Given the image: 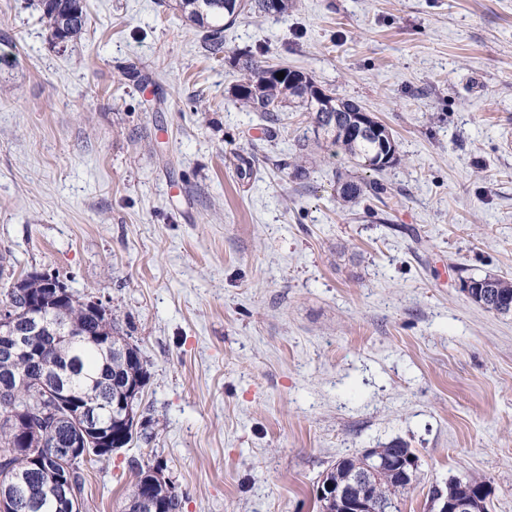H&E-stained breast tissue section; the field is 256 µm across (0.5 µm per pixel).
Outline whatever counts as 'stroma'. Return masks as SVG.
<instances>
[{
    "mask_svg": "<svg viewBox=\"0 0 512 512\" xmlns=\"http://www.w3.org/2000/svg\"><path fill=\"white\" fill-rule=\"evenodd\" d=\"M85 6L60 44L40 0H0V296L60 275L148 373L145 436L84 464L81 512H120L146 465L182 512H319L326 470L395 441L400 512L473 476L512 512V314L461 288L512 278V0H295L219 59L163 0ZM260 48L392 131L386 203L342 211L330 151L283 167L306 112L270 138L233 93Z\"/></svg>",
    "mask_w": 512,
    "mask_h": 512,
    "instance_id": "1",
    "label": "stroma"
}]
</instances>
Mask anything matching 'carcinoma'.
<instances>
[{"label": "carcinoma", "instance_id": "carcinoma-1", "mask_svg": "<svg viewBox=\"0 0 512 512\" xmlns=\"http://www.w3.org/2000/svg\"><path fill=\"white\" fill-rule=\"evenodd\" d=\"M41 2L42 18L54 40L67 43L82 36L87 24L84 4L77 5L75 0ZM175 9L199 29L204 51L215 59L224 54V29L234 24L239 16L250 10L270 14L266 0H178ZM281 71L288 72L290 68L271 67L263 64L255 54H243L241 77L234 86L238 103L273 124L286 103L297 100L309 114L314 141L325 140L336 148V153L345 155L353 164L354 171L339 177L336 182V201L341 209L350 211L364 200H383L388 193L387 187L381 181L369 178L368 173L391 166L384 160L382 143L396 146L392 132L378 121L377 130L360 133L356 129L357 112L361 110L358 104L331 95L332 108L328 109L319 97L323 89L311 77L286 76L280 80L277 73ZM469 281L478 284L471 292L472 301L479 304L498 299L500 303L487 307V310L501 315L512 313L511 279L486 275L471 277ZM30 290L50 298V317L60 319L71 331L69 340L52 343L40 339L34 342V348L41 350L52 370L59 369L69 377L75 407L93 405L97 407L100 419H109L114 395L112 380L127 377L143 382L147 377L142 358H137L135 364L128 367L123 361L113 359L112 352L98 343L101 337L112 338L116 345L127 341L128 333L119 318L105 313L100 316L91 314L92 299L72 293L60 304L53 299L54 289L29 274L9 289L3 301V305L13 309L20 324L28 319L25 299ZM21 371L20 365L7 359L0 360V383L8 380L13 387V397L6 403L0 402V463L7 464L5 468L0 467V502L12 503L9 512H62L58 509L56 477L65 473V467L54 458L53 443L56 438L65 436L66 429H75V425L70 421L68 428L61 427L53 432L36 420L22 424V434L43 442L40 459H31L29 448L20 443L11 424L25 418L23 409L37 405L45 398L44 388H53L54 378L44 382L42 375L34 374L25 379L19 376ZM359 462L357 454L344 457L326 471L323 480L340 482L349 470L357 468ZM399 481V473L395 471L383 474L375 487L377 497L385 502L397 498L401 493ZM147 486L154 492L156 512H181L182 500L175 488L166 481H159L149 466L137 468L136 480L125 498L122 512H142L139 499ZM491 486L489 480L471 477L448 484L443 492L450 499H458L470 496L476 488Z\"/></svg>", "mask_w": 512, "mask_h": 512}]
</instances>
